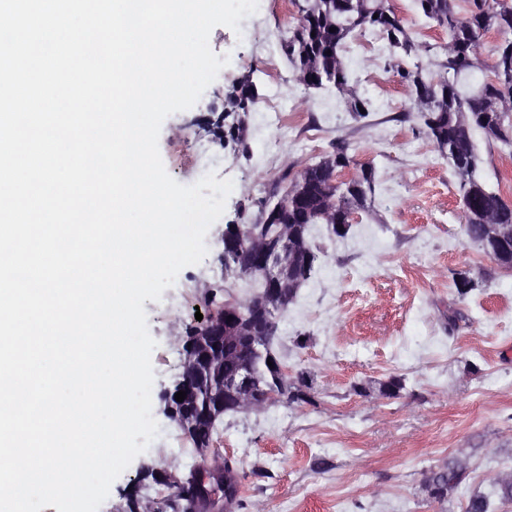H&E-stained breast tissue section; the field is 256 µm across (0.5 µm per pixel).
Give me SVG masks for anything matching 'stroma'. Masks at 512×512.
I'll use <instances>...</instances> for the list:
<instances>
[{"mask_svg": "<svg viewBox=\"0 0 512 512\" xmlns=\"http://www.w3.org/2000/svg\"><path fill=\"white\" fill-rule=\"evenodd\" d=\"M302 0H264L244 19L248 37L215 27L209 45L229 63L190 109L168 116L159 151L168 174L192 185L204 173L232 180L225 210L209 228L208 252L183 268L160 300L145 301L157 437L112 483L99 512H120L139 470L159 463L183 474L196 453L169 447L178 429L160 395L181 370V338L203 306L206 287L225 281L242 298L255 279L228 278L219 260L225 225L255 223L288 182L336 148L374 167L375 193L345 237L313 227L319 256L279 322L275 350L290 383L310 385L305 401L225 415L213 445L240 487L231 512H463L465 501L430 499L424 480L455 458L468 490L492 493L512 469V269L471 243L462 219L458 177L427 138L397 66L435 72L434 55L405 56L382 40H350L344 58L352 81L373 103L357 115L328 90L305 89L281 43ZM416 43L439 46L446 32L417 14L413 0H388ZM372 52H364L365 44ZM252 73L258 100L248 118V151L219 145L211 124L224 92ZM295 114L283 124L268 110ZM485 186L512 202V146L475 133ZM474 278L459 295L458 274ZM400 378L394 398L379 383Z\"/></svg>", "mask_w": 512, "mask_h": 512, "instance_id": "stroma-1", "label": "stroma"}]
</instances>
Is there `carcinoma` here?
<instances>
[{"instance_id": "1", "label": "carcinoma", "mask_w": 512, "mask_h": 512, "mask_svg": "<svg viewBox=\"0 0 512 512\" xmlns=\"http://www.w3.org/2000/svg\"><path fill=\"white\" fill-rule=\"evenodd\" d=\"M415 8L424 18L435 22L448 32V41L440 47L444 56L440 67L444 75L439 79L429 76L420 66L401 68L398 75L413 91L415 108L421 113L425 133L438 151L460 174L459 188L463 208L470 209L475 201L487 214L496 215L501 207L498 194L488 190L480 178V158L473 132L512 144V48L495 50L492 69L501 87L481 86L465 94L459 88V77L481 65L480 45L489 31L499 32L512 43V0H468L469 9L461 17L455 11L454 0H414ZM374 35L390 47L406 53H415L421 45L415 43L402 19L386 5V0H304L300 16L288 39L281 44L283 53L296 71L298 81L307 89L334 88L342 94L349 110L368 109V102L352 85L348 67L342 55L345 43L356 36ZM257 103L251 74L237 79L224 93V115L215 122L219 144H231L236 150L248 149V117ZM349 159L339 148L319 162L305 167L290 181L287 189L273 206L262 210L261 223L287 229L290 238L294 281L284 282L280 308L286 312L300 288L306 283L303 274L308 255L314 251L310 241V227L324 224L333 229L343 218L368 208V200L375 191V171L368 166L358 168L357 178L348 185L331 181L330 169ZM265 285L239 302L247 315L265 304ZM198 324L189 323L183 336L182 355L187 365L188 390L184 401L171 400L174 413L182 421L181 433L200 455L210 451L218 425L228 413L212 402L207 417H198L195 407L206 400L209 390L224 384V379L235 374L240 363L251 357L247 341L234 326L224 328V339L208 362L197 363L196 334ZM306 381L294 386L288 378L280 382L282 397L287 401L303 399ZM466 467L451 462L432 471L426 486H440L439 501H445L467 482ZM495 496L502 503H512V472L498 480ZM182 488L174 484L160 512H187Z\"/></svg>"}]
</instances>
